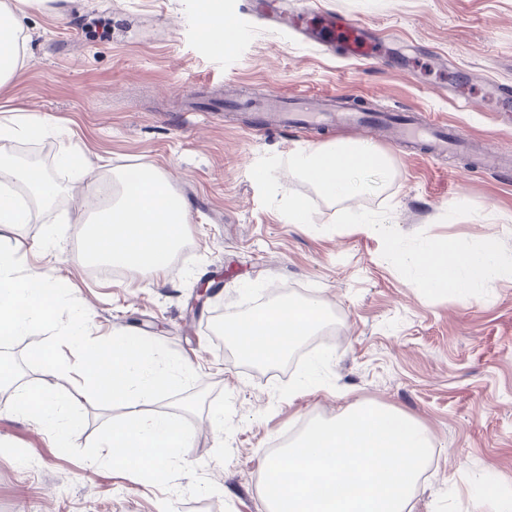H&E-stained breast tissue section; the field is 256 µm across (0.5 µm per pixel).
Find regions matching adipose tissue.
I'll use <instances>...</instances> for the list:
<instances>
[{
  "label": "adipose tissue",
  "instance_id": "1",
  "mask_svg": "<svg viewBox=\"0 0 512 512\" xmlns=\"http://www.w3.org/2000/svg\"><path fill=\"white\" fill-rule=\"evenodd\" d=\"M17 14L8 0H0V86L7 84L22 68L24 45ZM19 181L30 192V204L17 202L9 186ZM60 194L49 174L35 165L17 164L13 156L0 154V334L8 341L33 335L45 322V302L59 293L50 279L39 271L25 278L16 275L23 243L21 226L31 219L32 205H52ZM318 303H285L254 313L234 323L231 335L240 355L255 364L283 360L306 336L322 324Z\"/></svg>",
  "mask_w": 512,
  "mask_h": 512
}]
</instances>
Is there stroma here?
<instances>
[{"instance_id": "1", "label": "stroma", "mask_w": 512, "mask_h": 512, "mask_svg": "<svg viewBox=\"0 0 512 512\" xmlns=\"http://www.w3.org/2000/svg\"><path fill=\"white\" fill-rule=\"evenodd\" d=\"M382 36L371 64L271 28L249 0H221L234 33L217 48L199 29L198 0H53L22 5L26 63L0 87V121L43 125L0 151L53 164L72 148L108 174L160 172L188 209L190 252L159 273H91L74 254L90 218L87 181L63 180L48 214L19 229L20 275L66 284L92 314V337L133 332L187 359L207 397L191 416L184 459L219 489L216 512H264L262 460L315 417L359 402L400 411L432 435L429 473L410 512H496L512 497V277L485 297L426 299L381 255L378 234L329 230L340 209H389L402 233L499 239L512 249V112L489 85L512 91V0H315ZM312 90L385 112L411 109L490 141L502 160L407 155L377 131L344 126L272 135L228 123L224 99ZM364 140L385 152L390 182L343 204L317 200L314 227L262 206L250 176L265 154ZM54 227L52 243L44 230ZM208 281L213 295L195 306ZM318 302L322 340L276 373L220 341L271 300ZM316 381L299 387L308 368ZM0 395V512H162V489L61 453L36 421ZM223 420L215 434L213 415Z\"/></svg>"}]
</instances>
